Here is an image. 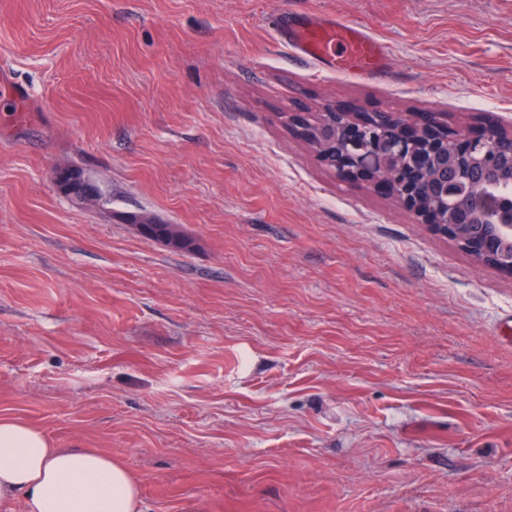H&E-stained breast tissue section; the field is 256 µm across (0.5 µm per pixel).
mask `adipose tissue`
<instances>
[{"label": "adipose tissue", "instance_id": "obj_1", "mask_svg": "<svg viewBox=\"0 0 512 512\" xmlns=\"http://www.w3.org/2000/svg\"><path fill=\"white\" fill-rule=\"evenodd\" d=\"M23 512H142L137 479L96 448H54L40 430L0 416V507Z\"/></svg>", "mask_w": 512, "mask_h": 512}]
</instances>
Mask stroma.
<instances>
[{"instance_id":"stroma-1","label":"stroma","mask_w":512,"mask_h":512,"mask_svg":"<svg viewBox=\"0 0 512 512\" xmlns=\"http://www.w3.org/2000/svg\"><path fill=\"white\" fill-rule=\"evenodd\" d=\"M281 12L386 74L316 72ZM328 103L512 123V0H0V413L143 512H512V276L322 163L287 113ZM280 43L322 71L370 75L387 65L386 47L359 25L331 18L304 25L288 24ZM130 220L139 224L138 226L145 237L163 241L174 249L189 251L194 245L193 241L184 236L179 228L173 224H157L140 215H132Z\"/></svg>"}]
</instances>
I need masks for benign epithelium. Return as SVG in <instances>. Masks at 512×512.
<instances>
[{
    "label": "benign epithelium",
    "instance_id": "1",
    "mask_svg": "<svg viewBox=\"0 0 512 512\" xmlns=\"http://www.w3.org/2000/svg\"><path fill=\"white\" fill-rule=\"evenodd\" d=\"M339 175L390 191L432 233L479 266L512 275V130L497 121L472 134L452 129L440 112H349L332 106L308 123L289 116Z\"/></svg>",
    "mask_w": 512,
    "mask_h": 512
}]
</instances>
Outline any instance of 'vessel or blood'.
Instances as JSON below:
<instances>
[{"label":"vessel or blood","mask_w":512,"mask_h":512,"mask_svg":"<svg viewBox=\"0 0 512 512\" xmlns=\"http://www.w3.org/2000/svg\"><path fill=\"white\" fill-rule=\"evenodd\" d=\"M279 40L322 71L370 75L387 64L386 47L359 25L341 20L283 24Z\"/></svg>","instance_id":"obj_1"}]
</instances>
